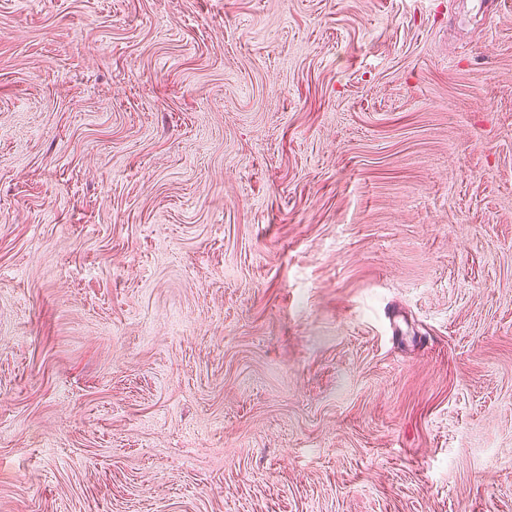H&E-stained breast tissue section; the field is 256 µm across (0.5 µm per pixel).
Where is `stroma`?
I'll return each instance as SVG.
<instances>
[{
    "label": "stroma",
    "mask_w": 512,
    "mask_h": 512,
    "mask_svg": "<svg viewBox=\"0 0 512 512\" xmlns=\"http://www.w3.org/2000/svg\"><path fill=\"white\" fill-rule=\"evenodd\" d=\"M0 512H512V0H0Z\"/></svg>",
    "instance_id": "1"
}]
</instances>
